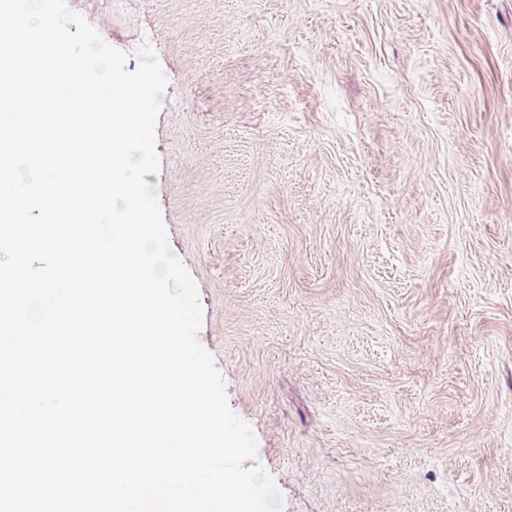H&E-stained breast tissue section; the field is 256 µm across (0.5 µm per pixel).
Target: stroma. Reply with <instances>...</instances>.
<instances>
[{"label": "stroma", "instance_id": "obj_1", "mask_svg": "<svg viewBox=\"0 0 512 512\" xmlns=\"http://www.w3.org/2000/svg\"><path fill=\"white\" fill-rule=\"evenodd\" d=\"M169 79L155 185L284 512H512V0H66Z\"/></svg>", "mask_w": 512, "mask_h": 512}]
</instances>
